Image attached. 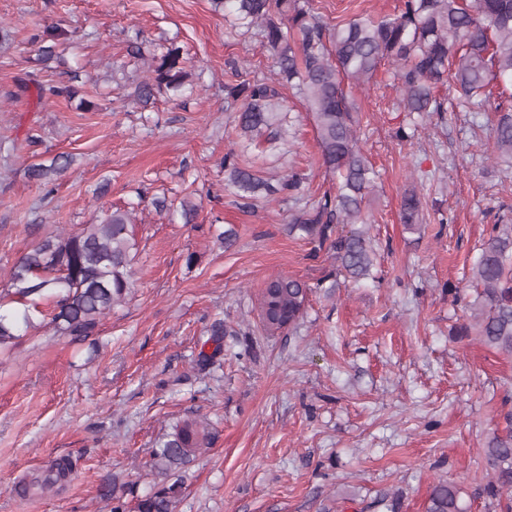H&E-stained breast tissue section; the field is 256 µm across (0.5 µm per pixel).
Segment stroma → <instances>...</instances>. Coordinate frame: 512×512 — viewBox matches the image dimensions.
I'll return each mask as SVG.
<instances>
[{"label": "stroma", "mask_w": 512, "mask_h": 512, "mask_svg": "<svg viewBox=\"0 0 512 512\" xmlns=\"http://www.w3.org/2000/svg\"><path fill=\"white\" fill-rule=\"evenodd\" d=\"M399 0H313L327 22L391 13ZM0 291L7 270L46 236L135 205L133 285L92 336L56 333L51 304L0 350V512H111V478L127 508L163 475L152 451L189 416L208 423L210 451L179 473L174 512H426L432 487L457 484L470 512L482 450L512 416V358L457 330L490 225L512 224V167L496 164L493 113L435 95L425 122L404 111L390 64L354 90L359 144L376 172L362 214L375 251L351 277L335 249L288 231L289 203L245 199L225 185L224 156L276 181L304 179L301 204L330 189L312 116L285 92L283 139L242 140L225 85L268 74L257 35L229 34L212 0H0ZM68 36L35 61L30 38ZM142 53L134 55L132 44ZM179 46L194 91L134 105L143 60ZM73 85L75 99L39 98ZM67 154L43 186L27 167ZM419 223L400 219L404 192ZM166 197L160 211L154 197ZM196 206L191 223L181 203ZM237 236L224 244L220 232ZM286 273L312 287L298 327L260 323L265 282ZM223 324L213 364L197 362ZM72 458L43 492L18 486Z\"/></svg>", "instance_id": "35a3bbf8"}]
</instances>
